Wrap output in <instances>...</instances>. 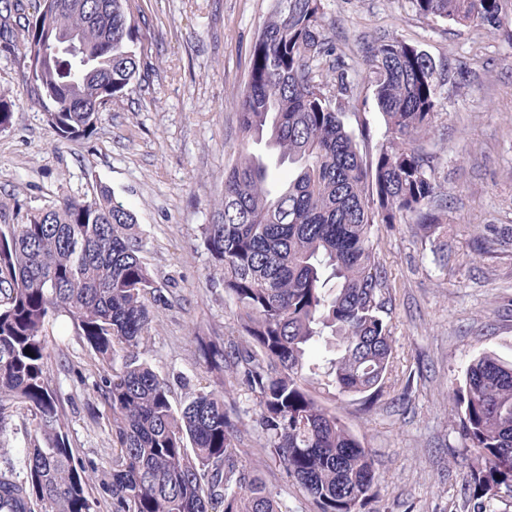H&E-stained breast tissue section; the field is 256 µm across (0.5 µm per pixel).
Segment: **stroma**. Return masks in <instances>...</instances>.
I'll return each mask as SVG.
<instances>
[{
	"instance_id": "1",
	"label": "stroma",
	"mask_w": 512,
	"mask_h": 512,
	"mask_svg": "<svg viewBox=\"0 0 512 512\" xmlns=\"http://www.w3.org/2000/svg\"><path fill=\"white\" fill-rule=\"evenodd\" d=\"M148 67L103 111L93 134L58 140L27 102L18 59L0 51V92L16 103L0 131V224L65 194L107 188L133 211L154 279L166 296L153 307L144 356L170 381L174 403L212 384L197 358V337L229 336L234 307L210 282L201 237L224 189L239 144L235 96L251 49L275 0H137ZM326 33L360 81L355 110L374 140L385 126L364 81L366 49L381 36L417 46L447 64L438 120L419 145L434 156L447 201L448 261L440 263L412 224L375 228L391 280L390 386L371 410L336 412L371 449L380 492L370 512H464L472 461L451 380L490 350L512 360V245L486 241L488 227L512 236V22L490 32L420 17L409 0H322ZM49 377L77 456L108 463L112 432L95 388L102 361L66 319L49 329ZM249 460L288 512H307L300 488L269 461L255 435Z\"/></svg>"
}]
</instances>
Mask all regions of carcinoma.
Listing matches in <instances>:
<instances>
[{"label":"carcinoma","instance_id":"carcinoma-1","mask_svg":"<svg viewBox=\"0 0 512 512\" xmlns=\"http://www.w3.org/2000/svg\"><path fill=\"white\" fill-rule=\"evenodd\" d=\"M409 2L426 18L490 31L512 18V0ZM133 8L134 0H85L82 12L71 0H5L0 49L34 73L28 103L60 139L89 135L107 107L98 88L110 82L119 97L147 67ZM45 30L77 35L97 73L84 76L67 53L33 57ZM368 62L385 124L375 144L350 112L359 82L326 35L322 0H276L236 99L241 140L216 219L202 225L241 340L198 339L199 364L234 375L253 396V431L308 512H365L379 493L369 448L320 402L366 404L387 388L390 283L375 226L448 235L434 158L417 146L434 127L448 70L396 37L371 46ZM14 106L0 94V131ZM260 143L288 163V184L273 188L270 163L250 150ZM157 292L136 215L105 188L0 225V436L18 411L33 417L18 457L0 466V512H98L103 499L112 512H283L242 448L224 380L175 406L168 379L141 359ZM61 316L114 365L95 382L115 448L94 495L87 483L98 463L75 456L49 382L48 326ZM452 400L475 460L467 512H512V361L479 353Z\"/></svg>","mask_w":512,"mask_h":512}]
</instances>
